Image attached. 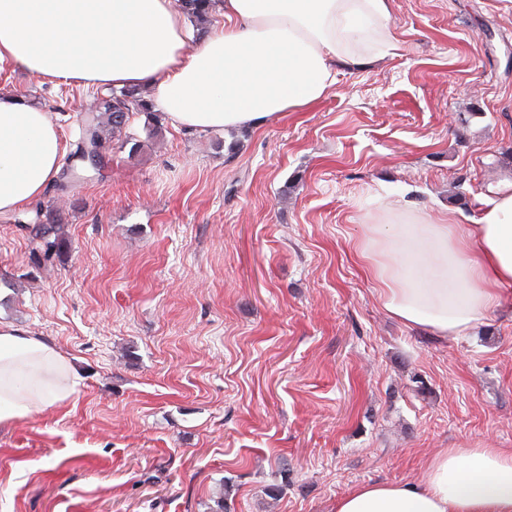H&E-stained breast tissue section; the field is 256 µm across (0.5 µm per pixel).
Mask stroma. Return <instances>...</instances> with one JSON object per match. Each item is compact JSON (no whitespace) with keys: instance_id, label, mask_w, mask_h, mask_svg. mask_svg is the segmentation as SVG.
Listing matches in <instances>:
<instances>
[{"instance_id":"stroma-1","label":"stroma","mask_w":512,"mask_h":512,"mask_svg":"<svg viewBox=\"0 0 512 512\" xmlns=\"http://www.w3.org/2000/svg\"><path fill=\"white\" fill-rule=\"evenodd\" d=\"M396 54L221 136L133 117L138 152L0 216V318L78 370L75 401L0 425V512H334L428 454L512 448V310L474 335L392 320L352 254L400 201L475 223L512 182V0H392ZM67 152L93 99L14 66ZM64 243L44 258L39 213Z\"/></svg>"}]
</instances>
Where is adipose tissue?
I'll list each match as a JSON object with an SVG mask.
<instances>
[{
	"mask_svg": "<svg viewBox=\"0 0 512 512\" xmlns=\"http://www.w3.org/2000/svg\"><path fill=\"white\" fill-rule=\"evenodd\" d=\"M224 22L189 44L175 0H0V64L97 92L142 86L174 128L260 127L324 98L341 66L397 48L391 0H223ZM66 147L35 101L0 91V215L42 198ZM353 253L390 317L434 335L477 333L512 295V190L473 224L407 206L367 213ZM55 345L0 321V425L69 403ZM335 512H512V448H440L418 483L356 486Z\"/></svg>",
	"mask_w": 512,
	"mask_h": 512,
	"instance_id": "obj_1",
	"label": "adipose tissue"
}]
</instances>
